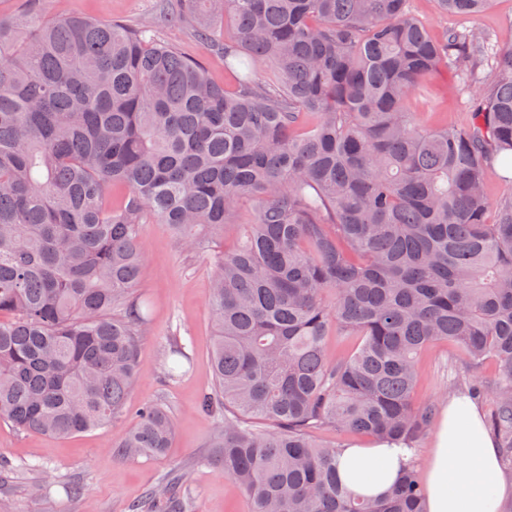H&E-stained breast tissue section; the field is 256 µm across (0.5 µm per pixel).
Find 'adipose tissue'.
<instances>
[{
    "instance_id": "ef3b65f1",
    "label": "adipose tissue",
    "mask_w": 512,
    "mask_h": 512,
    "mask_svg": "<svg viewBox=\"0 0 512 512\" xmlns=\"http://www.w3.org/2000/svg\"><path fill=\"white\" fill-rule=\"evenodd\" d=\"M409 455L403 445L384 439L354 444L341 456L340 475L357 495L380 499L399 480ZM425 486L428 512H500L512 498L497 444L468 396L449 398L439 413Z\"/></svg>"
}]
</instances>
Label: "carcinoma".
Returning a JSON list of instances; mask_svg holds the SVG:
<instances>
[{
	"label": "carcinoma",
	"instance_id": "obj_1",
	"mask_svg": "<svg viewBox=\"0 0 512 512\" xmlns=\"http://www.w3.org/2000/svg\"><path fill=\"white\" fill-rule=\"evenodd\" d=\"M194 19L224 72L246 67L235 90L141 27L55 19L39 0L0 20V420L64 438L120 414L148 325L149 220L211 254L200 405L219 420L210 461L250 512H426L413 461L369 501L338 477L344 445L315 435L416 453L436 414L417 358L441 340L492 400L512 464V186L485 183L512 152V43L491 57L474 30L436 38L409 0H175L162 22ZM448 66L477 86L469 120L426 127L408 103ZM230 227L239 244L210 250ZM331 336L355 342L335 357ZM172 432L149 406L119 447L160 455Z\"/></svg>",
	"mask_w": 512,
	"mask_h": 512
}]
</instances>
